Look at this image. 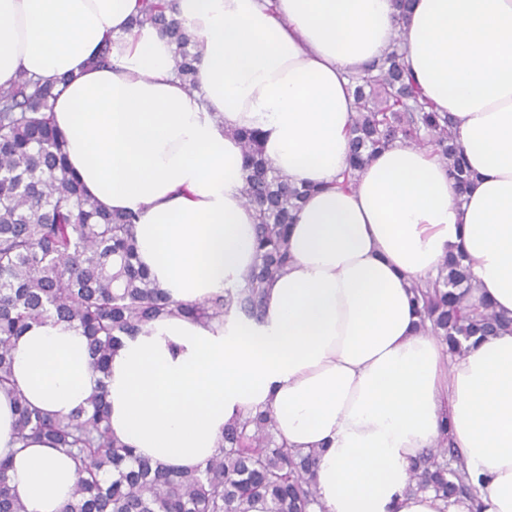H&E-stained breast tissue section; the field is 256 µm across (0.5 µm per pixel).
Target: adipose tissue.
I'll return each mask as SVG.
<instances>
[{
  "label": "adipose tissue",
  "mask_w": 512,
  "mask_h": 512,
  "mask_svg": "<svg viewBox=\"0 0 512 512\" xmlns=\"http://www.w3.org/2000/svg\"><path fill=\"white\" fill-rule=\"evenodd\" d=\"M177 4L203 39L196 91L174 75L167 38L133 26L141 0H0V85L67 77L52 116L69 164L104 211L137 213L138 261L171 300L216 298L254 267L230 128L260 130L268 165L311 189L292 260L264 287L262 321L165 318L122 337L103 374L80 329L32 324L15 342L17 388L51 416L103 388L113 438L185 470L218 452L227 420L271 409L289 447L319 449L323 512H471L408 488L445 421L483 512H512V330L449 357L417 332L410 291L460 251L473 301L512 317V0H414L405 15L396 0ZM399 22L405 64L474 173L464 199L437 157L400 143L336 185L356 115L349 77ZM107 42L111 64L95 65ZM76 481L43 442L9 472L25 512H60Z\"/></svg>",
  "instance_id": "ef3b65f1"
}]
</instances>
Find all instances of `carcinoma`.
Wrapping results in <instances>:
<instances>
[{"instance_id": "cac0c4a2", "label": "carcinoma", "mask_w": 512, "mask_h": 512, "mask_svg": "<svg viewBox=\"0 0 512 512\" xmlns=\"http://www.w3.org/2000/svg\"><path fill=\"white\" fill-rule=\"evenodd\" d=\"M167 37L173 73L196 89L200 37L179 18L176 0H143L142 17ZM405 38L399 31L385 55L349 76L357 116L351 129L344 184L379 151L396 142L428 148L448 170L458 194L471 171L448 113L435 110L404 63ZM63 78L33 79L22 73L0 86V389L13 390L14 339L45 318L75 325L87 337L92 366L107 370L120 338L134 336L172 315L212 319L239 313L259 320L263 284L288 265V225L307 189L266 163L257 130L235 129L246 171L242 189L258 222L257 258L247 284L222 298L184 306L155 287L139 266L133 213H105L86 196L69 170L65 139L51 111ZM466 256L447 255L434 279L412 284L423 333L438 337L459 356L471 339L493 336L512 320L492 307L475 306ZM16 443L26 447L45 438L75 463L78 480L61 512H249L255 498L269 512H316L314 470L318 451L303 454L277 438L269 410L224 425V445L207 465L182 471L138 456L112 438L103 392L88 406L58 417L30 408L16 396ZM13 448L0 457V512H24L8 485ZM410 489L432 490L444 500L467 496L474 512L482 505L448 424L436 447L410 467Z\"/></svg>"}]
</instances>
